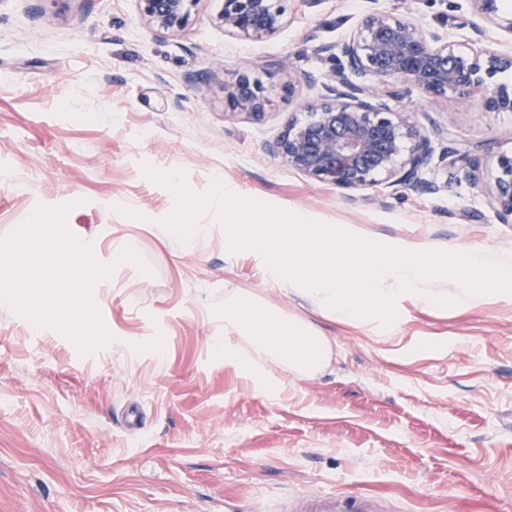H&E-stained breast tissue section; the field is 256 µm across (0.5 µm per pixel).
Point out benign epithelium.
I'll return each instance as SVG.
<instances>
[{"label":"benign epithelium","instance_id":"1","mask_svg":"<svg viewBox=\"0 0 512 512\" xmlns=\"http://www.w3.org/2000/svg\"><path fill=\"white\" fill-rule=\"evenodd\" d=\"M142 20L161 34L184 32L198 0H136ZM473 14L512 34V14L499 13L496 0H469ZM224 32L260 42L288 22V0H224L217 17ZM313 52L337 62L328 77L306 82L317 90L307 102L308 119L292 120L266 152L284 165L327 183L350 201L354 193L382 182L429 192L443 187L422 178L434 151L411 112L397 103L413 87L461 106L472 105L482 92L485 112H512V85L495 84L499 73L512 70V52L471 50L448 35L424 27L411 17L388 10L367 13L357 28L336 43L315 41ZM224 100L254 119L264 115L265 89L248 73L224 83ZM499 175L490 206L512 217V155L498 159Z\"/></svg>","mask_w":512,"mask_h":512}]
</instances>
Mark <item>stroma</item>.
I'll use <instances>...</instances> for the list:
<instances>
[{"instance_id": "35a3bbf8", "label": "stroma", "mask_w": 512, "mask_h": 512, "mask_svg": "<svg viewBox=\"0 0 512 512\" xmlns=\"http://www.w3.org/2000/svg\"><path fill=\"white\" fill-rule=\"evenodd\" d=\"M223 3L198 0L173 36L145 26L135 0H0V235L37 205L68 203V229L100 262L130 246L152 269L121 265L94 286L114 340L88 356L0 305V512H279L332 490L376 496L386 512H512V297L468 311L407 302L394 331L335 322L226 252L213 216L191 245L166 235L173 195L141 170H183L196 192L217 177L369 240L512 253V221L487 203L512 112L411 89L403 107L435 151L481 167L474 183L432 162L424 177L447 184L440 193L382 183L349 201L265 150L304 119L306 76L334 67L307 35L341 41L376 8L458 43L512 51V34L476 35L467 0H290L285 28L251 42L225 34ZM242 72L266 88L261 119L224 102ZM231 299L312 322L329 363L256 390L211 349Z\"/></svg>"}]
</instances>
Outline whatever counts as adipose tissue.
<instances>
[{
    "label": "adipose tissue",
    "instance_id": "adipose-tissue-1",
    "mask_svg": "<svg viewBox=\"0 0 512 512\" xmlns=\"http://www.w3.org/2000/svg\"><path fill=\"white\" fill-rule=\"evenodd\" d=\"M224 320L235 333L214 342L215 353L250 370L260 384L276 368L309 375L327 362L331 352L328 337L314 326L296 320L273 321L251 305H233L225 311Z\"/></svg>",
    "mask_w": 512,
    "mask_h": 512
}]
</instances>
